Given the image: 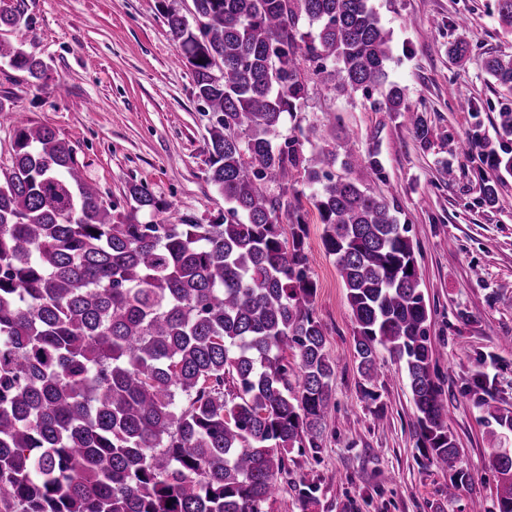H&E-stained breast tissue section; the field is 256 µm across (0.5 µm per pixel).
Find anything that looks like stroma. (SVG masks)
I'll return each instance as SVG.
<instances>
[{
	"instance_id": "35a3bbf8",
	"label": "stroma",
	"mask_w": 512,
	"mask_h": 512,
	"mask_svg": "<svg viewBox=\"0 0 512 512\" xmlns=\"http://www.w3.org/2000/svg\"><path fill=\"white\" fill-rule=\"evenodd\" d=\"M390 32L391 81L422 110L431 129L420 143L395 113L376 110L361 94H334L310 84L295 118L285 119L274 145L294 126L305 148L332 135L354 134L361 149H375L381 176L371 188L393 202L408 228L422 290L432 310V365L444 389L448 428L472 480L456 498L448 475L429 463L419 445L416 409L402 365L379 359L376 404L361 393L353 350L352 314L333 256L322 243L315 209L306 215V249L317 282L315 311L325 348L336 363L335 409L319 453H292L290 474L270 512H300L295 486L307 475L320 483L312 512H466L471 498L492 503L496 477L480 408L489 400L512 413V175L491 169L479 152L459 145L472 132L499 141L502 92L481 67L488 53L512 54L495 0H370ZM28 22L0 30V41L22 44L48 66L36 84L0 60V165L10 161L14 112L53 127L74 147L83 174L107 203L124 205L128 184H144L162 203L201 224L224 212V198L209 183L208 143L213 118L195 94L192 74L178 58L164 17L188 13L191 0H26ZM467 18L469 60L448 57L456 23ZM64 92H57V82ZM473 102L460 111L452 89ZM339 125L327 127V113ZM497 201L483 199L484 184ZM484 380V390L474 388Z\"/></svg>"
}]
</instances>
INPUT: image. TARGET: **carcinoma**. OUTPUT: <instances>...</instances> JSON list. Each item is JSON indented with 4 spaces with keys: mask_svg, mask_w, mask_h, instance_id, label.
<instances>
[{
    "mask_svg": "<svg viewBox=\"0 0 512 512\" xmlns=\"http://www.w3.org/2000/svg\"><path fill=\"white\" fill-rule=\"evenodd\" d=\"M193 20L169 9V32L215 117L208 181L224 218L152 224L162 203L137 183L128 210L104 203L73 146L54 129L17 120L11 164L0 167V512H268L289 455L323 445L334 362L314 313L317 292L306 221L288 177L314 188L352 312L363 398L375 403L379 354L403 364L428 460L449 473L448 495L470 475L448 429L444 391L431 372V309L414 246L396 209L358 174H380L378 153L349 146L306 154L295 135L275 147L282 115L308 94L301 60L330 91L381 96L413 136L429 141L423 113L389 81L390 37L369 0H192ZM25 0L0 10L17 28ZM512 33V0H496ZM307 21L309 31L300 30ZM463 34L448 44L469 60ZM34 83L47 65L0 42V59ZM483 68L512 97V56ZM512 136V105L498 112ZM489 166L512 173V151ZM341 165L346 176L333 178ZM281 181L276 196L262 181ZM290 224H280L281 213ZM480 406L496 473L494 512H512V416ZM302 478L301 512L318 501Z\"/></svg>",
    "mask_w": 512,
    "mask_h": 512,
    "instance_id": "cac0c4a2",
    "label": "carcinoma"
}]
</instances>
